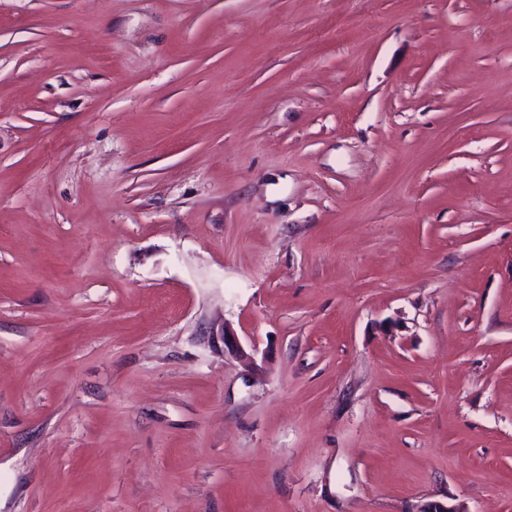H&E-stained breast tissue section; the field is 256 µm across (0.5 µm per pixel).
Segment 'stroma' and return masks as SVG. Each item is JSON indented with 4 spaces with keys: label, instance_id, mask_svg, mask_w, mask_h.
<instances>
[{
    "label": "stroma",
    "instance_id": "1",
    "mask_svg": "<svg viewBox=\"0 0 512 512\" xmlns=\"http://www.w3.org/2000/svg\"><path fill=\"white\" fill-rule=\"evenodd\" d=\"M430 502L512 512V0H0V512Z\"/></svg>",
    "mask_w": 512,
    "mask_h": 512
}]
</instances>
